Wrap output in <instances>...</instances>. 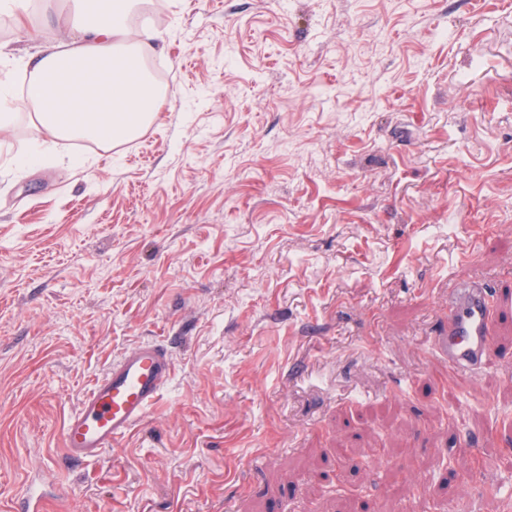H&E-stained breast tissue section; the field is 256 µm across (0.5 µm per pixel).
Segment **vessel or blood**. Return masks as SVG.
<instances>
[{
	"instance_id": "obj_1",
	"label": "vessel or blood",
	"mask_w": 512,
	"mask_h": 512,
	"mask_svg": "<svg viewBox=\"0 0 512 512\" xmlns=\"http://www.w3.org/2000/svg\"><path fill=\"white\" fill-rule=\"evenodd\" d=\"M495 303L481 282L448 294V321L434 342L440 385L456 393L475 389L494 348ZM174 373L170 351L147 341L126 351L97 378L63 421L61 446L69 460L96 463L143 422Z\"/></svg>"
}]
</instances>
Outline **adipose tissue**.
<instances>
[{
  "label": "adipose tissue",
  "mask_w": 512,
  "mask_h": 512,
  "mask_svg": "<svg viewBox=\"0 0 512 512\" xmlns=\"http://www.w3.org/2000/svg\"><path fill=\"white\" fill-rule=\"evenodd\" d=\"M140 0H72L68 15L43 0L31 24L23 0H0V11L39 40L22 56L0 45V65L21 62L27 86L18 100L47 141L116 143L159 118L167 93L145 68L164 37L149 19L130 24Z\"/></svg>",
  "instance_id": "obj_1"
}]
</instances>
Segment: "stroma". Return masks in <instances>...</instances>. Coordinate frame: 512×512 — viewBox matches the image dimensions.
I'll return each mask as SVG.
<instances>
[{
	"label": "stroma",
	"instance_id": "35a3bbf8",
	"mask_svg": "<svg viewBox=\"0 0 512 512\" xmlns=\"http://www.w3.org/2000/svg\"><path fill=\"white\" fill-rule=\"evenodd\" d=\"M146 12L158 122L50 145L21 106L0 136V512L40 472L44 512L512 501V308L477 393H443L431 351L449 288L512 290V0ZM147 340L160 400L66 459L64 416Z\"/></svg>",
	"mask_w": 512,
	"mask_h": 512
}]
</instances>
